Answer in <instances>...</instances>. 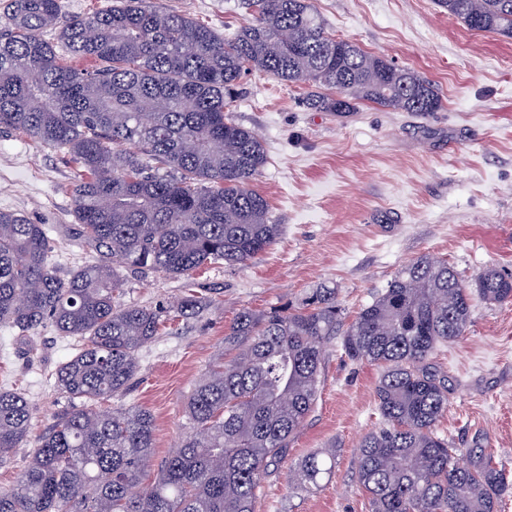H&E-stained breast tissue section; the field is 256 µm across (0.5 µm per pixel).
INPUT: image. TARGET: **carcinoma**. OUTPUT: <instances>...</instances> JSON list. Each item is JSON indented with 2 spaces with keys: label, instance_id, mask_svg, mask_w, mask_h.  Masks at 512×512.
<instances>
[{
  "label": "carcinoma",
  "instance_id": "cac0c4a2",
  "mask_svg": "<svg viewBox=\"0 0 512 512\" xmlns=\"http://www.w3.org/2000/svg\"><path fill=\"white\" fill-rule=\"evenodd\" d=\"M253 22L223 36L156 0H114L62 19V0H10L0 33V130L72 155V212L96 258L62 275L41 224L0 210V326L52 325L76 341L57 389L77 406L41 437L0 512H256L257 491L287 459L290 438L320 392L325 346L341 337L351 361L380 364L381 426L362 437L356 478L371 512H498L512 483L483 450L436 433L448 385L429 362L471 323V291L429 254L401 269L347 328L334 288L297 304L241 311L224 356L188 404L192 434L152 467L154 419L136 406L98 405L126 391L138 352L169 321L206 307L187 293L166 308L116 303L121 272L189 277L215 262L257 259L280 235L249 181L267 162L262 139L226 109L242 76L263 71L316 87L321 112L371 103L436 112L442 101L418 71L328 32L311 0H243ZM475 33L512 38V0H435ZM47 30L56 41L42 38ZM73 59L91 62L78 69ZM490 303L512 300V276L476 279ZM31 408L0 389V463L24 447ZM336 447L301 459L288 487H314Z\"/></svg>",
  "mask_w": 512,
  "mask_h": 512
}]
</instances>
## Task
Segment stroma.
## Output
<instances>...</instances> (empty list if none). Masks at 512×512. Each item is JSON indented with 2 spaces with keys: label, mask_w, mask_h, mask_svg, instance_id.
<instances>
[{
  "label": "stroma",
  "mask_w": 512,
  "mask_h": 512,
  "mask_svg": "<svg viewBox=\"0 0 512 512\" xmlns=\"http://www.w3.org/2000/svg\"><path fill=\"white\" fill-rule=\"evenodd\" d=\"M327 29L365 51L417 70L437 89L436 112L367 104L339 115L306 104L308 86L253 71L230 113L263 139L268 160L250 183L266 198L281 234L258 259L214 264L191 278L126 274L118 300L159 307L187 288L212 302L161 331L138 354L130 391L112 405L154 418V461L189 435L188 399L224 334L245 309L299 302L313 288L336 289L346 319L423 254L447 260L464 285L489 267L512 274V39L469 31L434 0H312ZM221 34L251 22L242 0H163ZM77 165L59 149L0 133V210L44 225L61 273L88 249L72 213ZM72 352L52 326L20 336L0 326V388L25 393L36 442L68 410L53 373ZM448 381V411L436 430L457 448L493 453L512 481V302L474 298L464 337L431 358ZM380 366L349 361L326 347L320 397L292 437L289 464L332 446L336 469L320 486L295 491L287 466L258 493V512H371L355 475L356 446L380 424Z\"/></svg>",
  "instance_id": "35a3bbf8"
}]
</instances>
